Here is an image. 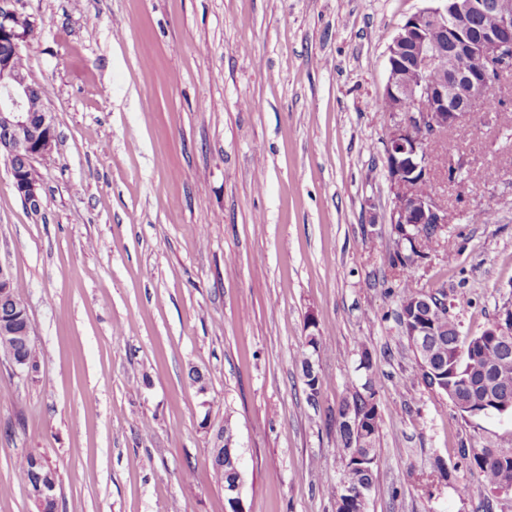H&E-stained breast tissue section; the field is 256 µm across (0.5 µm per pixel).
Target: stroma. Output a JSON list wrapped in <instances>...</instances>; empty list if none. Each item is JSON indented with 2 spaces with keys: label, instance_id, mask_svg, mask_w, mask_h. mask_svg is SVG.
<instances>
[{
  "label": "stroma",
  "instance_id": "stroma-1",
  "mask_svg": "<svg viewBox=\"0 0 512 512\" xmlns=\"http://www.w3.org/2000/svg\"><path fill=\"white\" fill-rule=\"evenodd\" d=\"M434 0H16L58 140L40 214L0 158V263L23 286L38 370L0 359V512H37L16 468L38 453L57 512H224L212 466L235 435L246 512H336V411L381 379L367 512H512L464 448H512V417L458 412L421 381L375 108L400 25ZM484 125L433 142L485 181L414 275L462 335L512 307V85ZM489 212L476 223L474 210ZM320 338L306 345L307 320ZM327 383L309 402L301 360ZM209 372L199 395L188 371Z\"/></svg>",
  "mask_w": 512,
  "mask_h": 512
}]
</instances>
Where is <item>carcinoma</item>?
Returning a JSON list of instances; mask_svg holds the SVG:
<instances>
[{
	"label": "carcinoma",
	"instance_id": "cac0c4a2",
	"mask_svg": "<svg viewBox=\"0 0 512 512\" xmlns=\"http://www.w3.org/2000/svg\"><path fill=\"white\" fill-rule=\"evenodd\" d=\"M485 101L484 112L473 117L476 124L485 120L486 113L496 112L503 106L501 88L495 84H486L481 90ZM437 234L431 229H424L418 245L403 244V248L395 249L386 254L387 264L399 271L401 287L398 291L399 310L398 323H403V313L412 309L416 298L423 294L414 277V257L423 256L433 248ZM19 283H14L12 297L0 304V309L10 310L16 323L24 326L27 314L19 306ZM430 327L434 336L430 337L425 351L414 350L420 359L430 358L435 368L442 371L443 388L440 392L452 403L469 401L479 396L482 390L483 377L476 372L477 367L486 366L491 372V379L496 381L502 395L512 400V345L503 346L501 337L493 335L498 321H493L481 333L474 336L461 335L459 324L450 312V306L442 305L438 313L429 317ZM15 349L26 357L32 366H37L36 349L32 342L16 346L12 339H0V350ZM302 375L306 377L304 385L308 398L313 400L319 395L327 380L315 374L310 368V358L302 360ZM379 382L376 374L369 373L362 389L351 394L339 405L336 415V451L340 457L343 470L339 483L369 488L374 480L375 468L379 457L377 442L379 441L381 414L376 405ZM355 419L359 416L373 420L371 436L367 440L368 447L359 446L361 434L358 429L350 428L343 422L345 416ZM463 456L477 471L479 486L496 492L504 480L512 479V448H464ZM41 456L27 454L17 466V476L27 487L31 486L42 473Z\"/></svg>",
	"mask_w": 512,
	"mask_h": 512
}]
</instances>
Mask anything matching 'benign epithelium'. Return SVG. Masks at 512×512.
<instances>
[{
  "mask_svg": "<svg viewBox=\"0 0 512 512\" xmlns=\"http://www.w3.org/2000/svg\"><path fill=\"white\" fill-rule=\"evenodd\" d=\"M0 0V156L7 159L15 191L32 213L42 208L41 181L29 172L36 162L49 158L57 141L54 117L46 109L34 111L30 102L43 96L44 85L29 78L17 61L28 49L36 30V21ZM445 5L426 8L411 15L388 48V77L384 96L394 102L409 103V111L394 116L385 137L384 167L392 195L389 224L415 236L418 225L448 223V208L437 193L411 194L408 188L430 181L431 165L427 146L464 119L483 109L482 85L498 82L512 73V0H443ZM484 12L498 17L494 29L474 32V21ZM439 28L447 42L434 43L429 31ZM448 55V83L435 85L427 75L439 57ZM424 309H413L406 335L415 337L423 347L429 335ZM503 403L501 392L485 382L482 398L472 401L489 408ZM223 464L229 466L224 484L228 512H245L242 501L243 475L234 434L224 429L221 436ZM55 486L41 479L30 491L31 500L43 509L52 498Z\"/></svg>",
  "mask_w": 512,
  "mask_h": 512,
  "instance_id": "obj_1",
  "label": "benign epithelium"
}]
</instances>
